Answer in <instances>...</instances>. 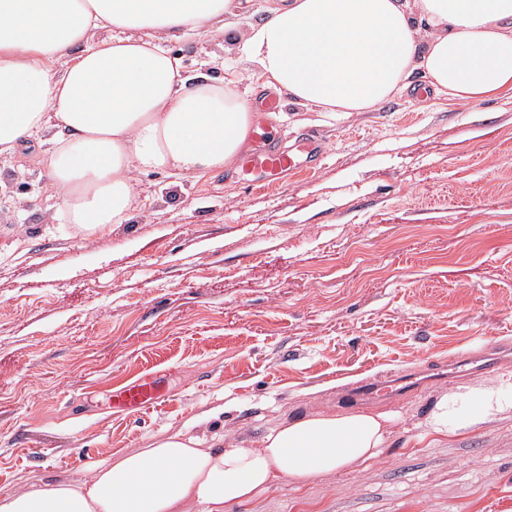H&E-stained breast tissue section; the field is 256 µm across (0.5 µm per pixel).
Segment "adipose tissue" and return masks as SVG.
<instances>
[{"label":"adipose tissue","mask_w":512,"mask_h":512,"mask_svg":"<svg viewBox=\"0 0 512 512\" xmlns=\"http://www.w3.org/2000/svg\"><path fill=\"white\" fill-rule=\"evenodd\" d=\"M242 0H0V155L46 142V192L76 234L123 223L143 172L223 169L252 115L238 78L185 74L165 39L232 38ZM240 56L264 85L322 112H369L413 87L463 104L512 97V0H270ZM512 420V370L449 389L423 418L437 443ZM392 413H307L259 441L181 432L112 455L79 482L24 479L0 512H225L281 476L376 458Z\"/></svg>","instance_id":"obj_1"}]
</instances>
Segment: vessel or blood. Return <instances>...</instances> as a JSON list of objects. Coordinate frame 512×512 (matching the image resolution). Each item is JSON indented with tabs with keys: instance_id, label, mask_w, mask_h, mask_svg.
Masks as SVG:
<instances>
[{
	"instance_id": "obj_1",
	"label": "vessel or blood",
	"mask_w": 512,
	"mask_h": 512,
	"mask_svg": "<svg viewBox=\"0 0 512 512\" xmlns=\"http://www.w3.org/2000/svg\"><path fill=\"white\" fill-rule=\"evenodd\" d=\"M252 137L256 147L238 165L240 180L248 185L279 182L287 172L297 169L300 162L306 161L315 166L326 154L323 143L312 135L298 138L290 149L283 148L278 137L264 124L254 128ZM497 363L498 357L493 352L462 353L449 363L448 371L464 375L489 372L495 369ZM420 387L421 383L414 375L402 374L389 380L359 383L345 392L344 398L355 404H370L416 393ZM164 390L165 384L161 378L146 377L113 394L112 402L120 408L137 410L155 403Z\"/></svg>"
}]
</instances>
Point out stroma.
Listing matches in <instances>:
<instances>
[{
  "label": "stroma",
  "instance_id": "35a3bbf8",
  "mask_svg": "<svg viewBox=\"0 0 512 512\" xmlns=\"http://www.w3.org/2000/svg\"><path fill=\"white\" fill-rule=\"evenodd\" d=\"M168 48L226 77L231 42ZM281 136L313 131L314 169L245 188L233 166L138 175L104 237L75 235L34 155H0V491L80 479L161 432L259 440L283 417L343 410L355 384L512 343V99L397 97L330 116L283 98ZM148 372L139 413L114 389ZM443 379L383 402L387 448L230 512H512V421L442 445L418 423ZM165 390L164 381L158 377H146L126 386L112 395L115 406L138 410L155 403Z\"/></svg>",
  "mask_w": 512,
  "mask_h": 512
}]
</instances>
